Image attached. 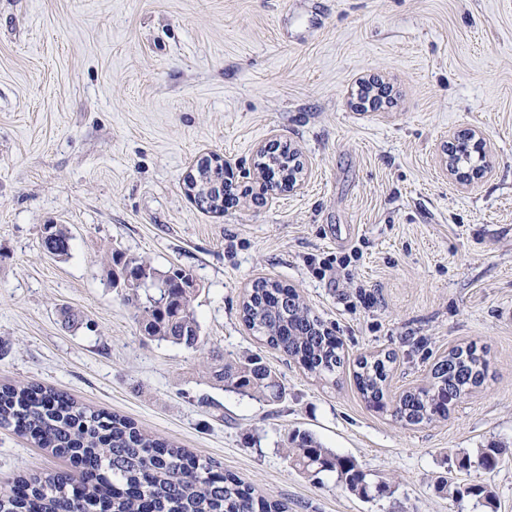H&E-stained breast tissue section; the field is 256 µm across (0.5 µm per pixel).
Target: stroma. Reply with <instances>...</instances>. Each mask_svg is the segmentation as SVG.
Wrapping results in <instances>:
<instances>
[{
    "label": "stroma",
    "instance_id": "1",
    "mask_svg": "<svg viewBox=\"0 0 512 512\" xmlns=\"http://www.w3.org/2000/svg\"><path fill=\"white\" fill-rule=\"evenodd\" d=\"M367 80L390 88L387 104L359 105ZM472 131L484 144L461 183L445 149ZM285 144L302 185L275 195L254 164ZM211 153L235 173L220 214L183 189ZM47 224L69 230L68 257L43 250ZM114 249L192 272L201 349L140 332L108 285ZM262 278L297 288L333 329L336 376L305 373L247 328L243 296ZM469 345L483 384L443 419L401 422L396 396ZM210 350L262 356L285 398L213 387ZM378 355L393 359L381 409L354 380ZM31 381L288 512H512V0H0V385ZM296 429L387 494L367 501L335 474L316 484L291 468ZM490 442L498 468L457 477L492 507L438 491L457 453ZM69 467L0 428V483Z\"/></svg>",
    "mask_w": 512,
    "mask_h": 512
}]
</instances>
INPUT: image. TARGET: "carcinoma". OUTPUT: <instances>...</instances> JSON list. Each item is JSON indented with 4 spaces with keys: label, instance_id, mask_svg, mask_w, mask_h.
I'll list each match as a JSON object with an SVG mask.
<instances>
[{
    "label": "carcinoma",
    "instance_id": "1",
    "mask_svg": "<svg viewBox=\"0 0 512 512\" xmlns=\"http://www.w3.org/2000/svg\"><path fill=\"white\" fill-rule=\"evenodd\" d=\"M70 240L63 225H44L42 245L51 256L69 255ZM110 263L111 285L123 289L144 334L188 349L201 344L190 271L174 266L162 272L141 257L119 251L111 253ZM242 313L250 330L307 373L326 378L343 366L340 342L290 285L270 279L255 282L244 295ZM390 362L388 355L358 363L354 379L368 402L383 400ZM205 369L215 385L243 397L276 402L284 396L275 371L259 356L227 360L213 353ZM485 371L475 346L455 348L434 367L430 388L403 392L394 413L409 425L431 423L445 416L450 403L480 386ZM0 426L81 464L76 475L61 471L0 486V512H288L287 503L259 494L235 475L141 431L127 418L83 406L40 384L0 387ZM290 441L289 464L307 477L334 473L343 488L362 498L386 491L383 484L372 485L355 459L321 446L311 434L296 431ZM501 454L495 445L479 448L477 464L491 472ZM441 485L455 501L482 494L491 503V492L483 486H465L452 478Z\"/></svg>",
    "mask_w": 512,
    "mask_h": 512
}]
</instances>
